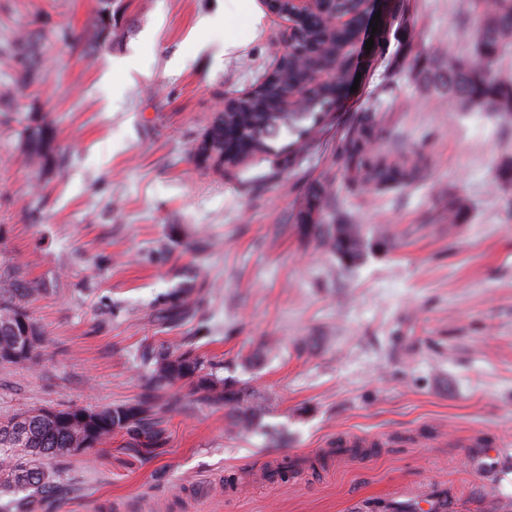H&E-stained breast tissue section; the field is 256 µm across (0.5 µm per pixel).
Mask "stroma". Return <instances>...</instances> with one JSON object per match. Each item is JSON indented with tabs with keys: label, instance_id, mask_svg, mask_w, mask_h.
<instances>
[{
	"label": "stroma",
	"instance_id": "1",
	"mask_svg": "<svg viewBox=\"0 0 512 512\" xmlns=\"http://www.w3.org/2000/svg\"><path fill=\"white\" fill-rule=\"evenodd\" d=\"M121 2V37L85 58L72 39L96 0H0V89L16 36L49 37L38 81L0 105V262L37 287L27 308L44 332L26 367L0 365V420L135 403L143 346L175 337L223 361L221 377L263 411L242 432L223 406L174 389L151 452L120 431L56 459L58 494L27 512H346L354 497L423 512V492L454 495V512H512V187L494 180L512 128L417 79L472 53L459 27L469 0H379L388 44L354 45L359 86L314 148L236 169L199 165L193 147L225 96L273 66L279 22L263 14L245 36L235 0ZM214 14L228 27L200 26ZM374 104L379 148L422 151L424 173L353 194L333 160ZM43 115L57 161L40 171L20 131ZM328 176L337 215L365 230L352 265L297 230ZM454 197L468 208L452 218ZM181 288L197 305L166 324ZM345 437L367 455H333ZM284 455L295 473L265 482ZM215 480L221 493L200 495Z\"/></svg>",
	"mask_w": 512,
	"mask_h": 512
}]
</instances>
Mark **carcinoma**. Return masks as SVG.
<instances>
[{"label": "carcinoma", "mask_w": 512, "mask_h": 512, "mask_svg": "<svg viewBox=\"0 0 512 512\" xmlns=\"http://www.w3.org/2000/svg\"><path fill=\"white\" fill-rule=\"evenodd\" d=\"M474 23L464 29L475 37L469 56L448 55V64L419 78L443 90L448 103L458 111L494 114L500 126L512 127V80L499 76L494 63L512 50V0H472ZM112 0H98L81 37L83 52L94 56L112 45V19L105 12ZM360 26L357 0H330L298 22L295 43L280 67L252 96L240 97L229 112L216 116L210 126L211 149L225 152L224 166L235 167L256 154L297 157L312 132L331 117L328 106L345 89L351 67L349 48L358 40ZM41 34L16 40L11 61L15 83L26 87L39 70L37 54ZM293 140L281 147L275 142L282 134ZM23 150L30 162L47 168L54 162L52 122L44 119L26 125L20 133ZM381 138L375 108L369 107L350 127L340 160L351 191L370 189L389 193L420 180L422 152L392 153L380 150ZM332 183L319 181L311 188L301 212L299 232L318 241L341 260L354 264L362 257L364 233L358 224L336 221L331 213ZM34 289L12 269L0 274V313L14 315L15 328L0 322V364L24 366L42 347V332L26 308ZM169 319L179 321L192 309L190 293L179 289L167 297ZM151 367L143 400L113 408L87 409L69 406L17 413L0 422V492H25L30 496L53 489L47 462L70 455L81 441L90 448L109 441L124 430L135 441L150 447L161 437L160 410L155 402L161 393L178 385H189L201 398L228 409L234 425L250 429L261 410L250 394L218 376L221 362L207 361L196 348L182 339L148 345L143 352Z\"/></svg>", "instance_id": "cac0c4a2"}]
</instances>
